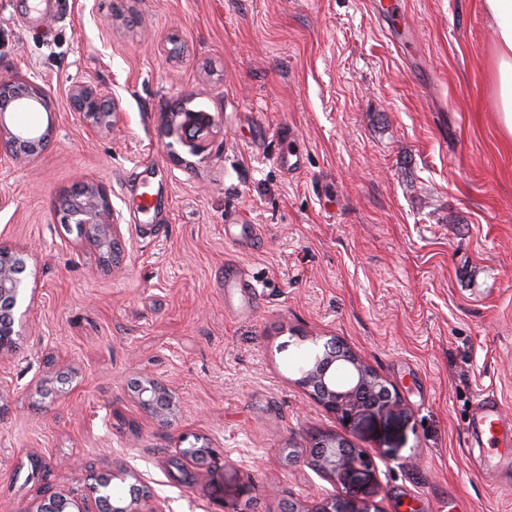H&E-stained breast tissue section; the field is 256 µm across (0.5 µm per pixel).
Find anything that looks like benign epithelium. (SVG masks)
Listing matches in <instances>:
<instances>
[{"label": "benign epithelium", "instance_id": "benign-epithelium-1", "mask_svg": "<svg viewBox=\"0 0 512 512\" xmlns=\"http://www.w3.org/2000/svg\"><path fill=\"white\" fill-rule=\"evenodd\" d=\"M73 112L91 132L110 130L116 124V103L112 97L91 83L77 82L70 90ZM50 109L46 88L37 82L30 69H16L0 76V162L19 163L34 159L52 141L53 126L43 130L21 127L10 130L4 116L8 112ZM184 117L176 123L178 117ZM204 128V120L195 112H173L168 120L169 133L176 128ZM60 223L79 224L84 239L100 248L117 241L122 234L120 218L112 206L105 187L89 180L70 191L60 204ZM27 267L26 253L0 245V315L15 317V309L23 298L22 274ZM299 383L337 419L347 424L366 410H382L394 404L386 383L342 342L332 337L324 342L301 373ZM131 391L141 406L164 414L173 407L168 389L160 382L145 378L134 382ZM312 458L323 473L336 472L349 463L365 461L366 456L344 440L324 435L315 439ZM136 485L127 502L112 499L114 471L100 470L90 474L92 490L84 497L57 493L33 503L24 512H162L152 488L136 474Z\"/></svg>", "mask_w": 512, "mask_h": 512}]
</instances>
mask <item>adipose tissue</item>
I'll use <instances>...</instances> for the list:
<instances>
[{
	"label": "adipose tissue",
	"instance_id": "obj_1",
	"mask_svg": "<svg viewBox=\"0 0 512 512\" xmlns=\"http://www.w3.org/2000/svg\"><path fill=\"white\" fill-rule=\"evenodd\" d=\"M496 26L492 77L497 88L496 118L504 140L512 141V0H483Z\"/></svg>",
	"mask_w": 512,
	"mask_h": 512
}]
</instances>
